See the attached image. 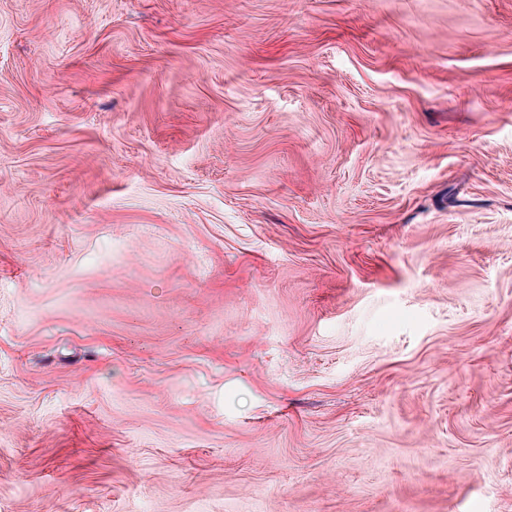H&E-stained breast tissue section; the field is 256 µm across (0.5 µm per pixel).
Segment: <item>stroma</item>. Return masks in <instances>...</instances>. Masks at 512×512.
Returning <instances> with one entry per match:
<instances>
[{
	"instance_id": "1",
	"label": "stroma",
	"mask_w": 512,
	"mask_h": 512,
	"mask_svg": "<svg viewBox=\"0 0 512 512\" xmlns=\"http://www.w3.org/2000/svg\"><path fill=\"white\" fill-rule=\"evenodd\" d=\"M0 512H512V0H0Z\"/></svg>"
}]
</instances>
